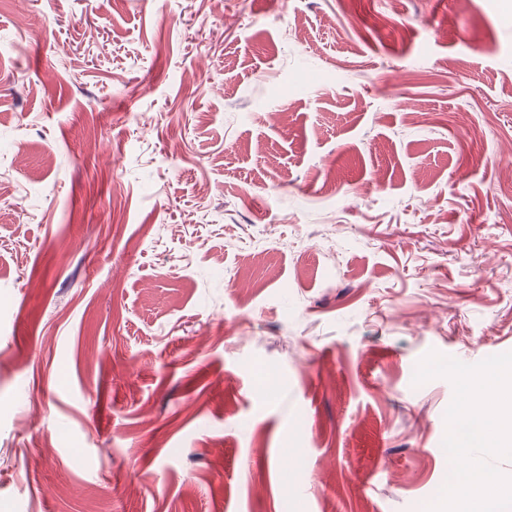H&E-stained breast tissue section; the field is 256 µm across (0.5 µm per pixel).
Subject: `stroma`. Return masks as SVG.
Wrapping results in <instances>:
<instances>
[{"instance_id": "stroma-1", "label": "stroma", "mask_w": 512, "mask_h": 512, "mask_svg": "<svg viewBox=\"0 0 512 512\" xmlns=\"http://www.w3.org/2000/svg\"><path fill=\"white\" fill-rule=\"evenodd\" d=\"M511 162L512 0H0V512H420Z\"/></svg>"}]
</instances>
